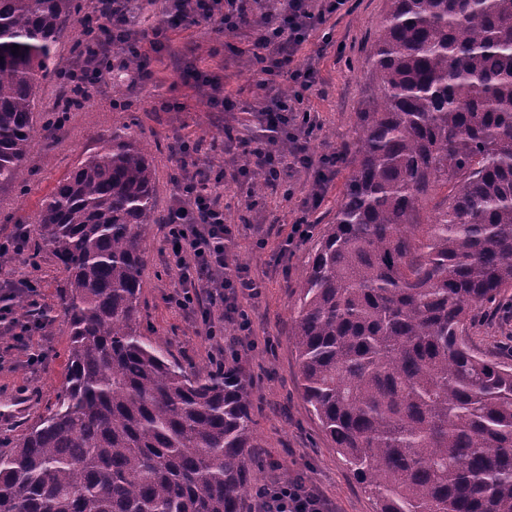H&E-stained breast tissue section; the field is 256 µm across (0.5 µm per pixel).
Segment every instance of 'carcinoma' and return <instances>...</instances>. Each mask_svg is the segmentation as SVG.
I'll list each match as a JSON object with an SVG mask.
<instances>
[{
	"mask_svg": "<svg viewBox=\"0 0 512 512\" xmlns=\"http://www.w3.org/2000/svg\"><path fill=\"white\" fill-rule=\"evenodd\" d=\"M386 3L365 60L378 92L296 278L301 386L378 512H512V364L470 339L512 301V0ZM80 8L0 0V191L27 190L34 101ZM154 195L119 130L42 200L28 258L63 274L65 376L0 434V512H241L249 386L141 331Z\"/></svg>",
	"mask_w": 512,
	"mask_h": 512,
	"instance_id": "1",
	"label": "carcinoma"
}]
</instances>
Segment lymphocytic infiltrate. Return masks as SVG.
I'll return each mask as SVG.
<instances>
[{
  "label": "lymphocytic infiltrate",
  "instance_id": "lymphocytic-infiltrate-1",
  "mask_svg": "<svg viewBox=\"0 0 512 512\" xmlns=\"http://www.w3.org/2000/svg\"><path fill=\"white\" fill-rule=\"evenodd\" d=\"M133 0H100L101 28L111 31L113 55L100 59L95 49L97 31L84 27L86 63L64 69V83L76 104L88 103L92 91L105 82L108 75L126 69V59L140 55L139 40L131 26ZM250 0H232L230 10H223L220 0H175L173 7L182 16L206 20L218 19L226 31H236L248 22ZM346 0H281L280 6L263 11L253 22L255 69L258 86L265 87L275 78L289 80L296 88L292 98L273 96L257 120L265 132L249 147L250 167L240 171L237 182L250 188L253 175H262L266 183L283 180L289 171L311 170L316 174L315 193L311 202H318L320 191L334 173L338 159L335 154H319L311 142L317 121L302 104L305 94L319 83L313 67H300L295 57L309 32L325 21L328 14L344 6ZM293 147L288 153L270 152L266 135L289 134ZM221 177L212 176L202 168L184 179L176 203L168 214L167 228L171 244L168 264L177 271L178 286L168 298L169 304L186 314L200 315L209 339L224 337L225 323L237 324L242 333H249L250 321L239 306L240 299L255 298L261 284L247 269L237 265L232 254L233 230L224 222V210L217 203ZM254 512H325L322 499L300 482L261 484L256 491Z\"/></svg>",
  "mask_w": 512,
  "mask_h": 512
}]
</instances>
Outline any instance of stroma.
Segmentation results:
<instances>
[{
    "label": "stroma",
    "instance_id": "obj_1",
    "mask_svg": "<svg viewBox=\"0 0 512 512\" xmlns=\"http://www.w3.org/2000/svg\"><path fill=\"white\" fill-rule=\"evenodd\" d=\"M169 2L138 0L134 13V27L142 35V49L150 57L153 73L145 88L132 86L120 74L103 84L84 107L67 112L61 124L38 123L27 161L29 193L0 192V244L12 238L18 225L36 223L42 198L78 162L99 149L101 135L130 126L136 139L149 147L156 173L158 221L145 231L148 258L142 274V328L167 344L184 366L209 364L216 347L200 317L186 315L167 301L176 276L167 263L170 245L165 219L176 200L179 180L222 158L224 185L219 192L227 205L224 218L234 228L232 252L238 264L263 282L259 297L241 303L252 320L253 345L240 348L237 361L253 393L257 441L250 455L251 482L298 480L325 499L327 512H377L375 497L355 481L310 414L300 387L291 309L297 299L295 278L311 257V240L298 245L287 267L275 262L315 175L290 172L286 188L291 197L269 187L256 198L254 207L234 203L233 176L245 161L240 142L259 125L249 114L217 111L211 98L229 94L252 107L257 98L269 97L271 90L257 87L252 72L244 67L252 56V29L244 25L228 33L218 22L189 20L171 27ZM385 8L386 0H347L311 33L296 57L298 64L318 70L320 91L306 103L321 123L313 142L318 152L332 153L353 142L357 114L375 92L365 59ZM157 28L166 34L158 46L153 43ZM326 33L333 45L320 59L315 51ZM183 139L201 140L200 152L183 156L179 150ZM22 278L33 280L36 289L12 300V307L29 308L32 315L15 323V337L0 339L1 434L33 423L64 381L63 352L69 332L57 294L63 277L50 257L34 263L23 255H1L0 299L6 294L2 282ZM40 310L51 312L52 326L40 325L35 317Z\"/></svg>",
    "mask_w": 512,
    "mask_h": 512
}]
</instances>
